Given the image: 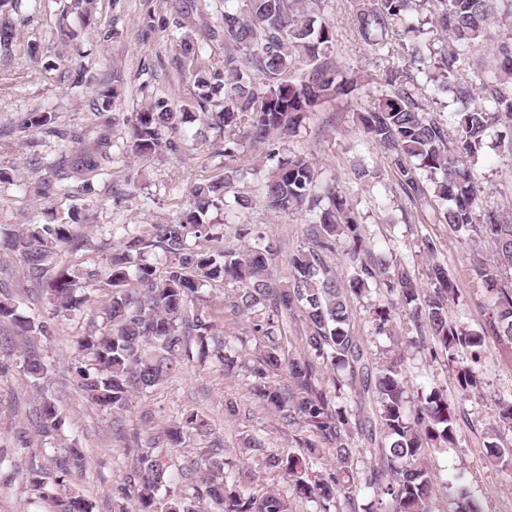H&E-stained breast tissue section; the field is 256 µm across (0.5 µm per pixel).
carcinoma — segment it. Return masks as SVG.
I'll list each match as a JSON object with an SVG mask.
<instances>
[{
	"instance_id": "carcinoma-1",
	"label": "carcinoma",
	"mask_w": 512,
	"mask_h": 512,
	"mask_svg": "<svg viewBox=\"0 0 512 512\" xmlns=\"http://www.w3.org/2000/svg\"><path fill=\"white\" fill-rule=\"evenodd\" d=\"M226 11L219 28L224 38V65L218 70L203 60V47L191 34L179 40L172 62L188 71L205 93L196 111L177 107L158 97L137 113L128 148L142 163L174 147L163 138L188 122L224 130V178L194 188L190 206L178 219L148 228H124L105 270L63 269L50 288L48 304L54 314L81 304L79 292L101 290L107 295L103 332L76 340L82 357L79 385L86 399L107 413L129 407L133 394L150 390L175 373L189 337L196 338L200 358L231 377L239 369L238 346L247 336L261 338L249 394L288 427L308 433L303 451L285 458L269 456L265 466L292 484L301 499L340 504L336 512H358L354 493L360 455L373 447L381 465L364 475L365 484L380 496L383 512H439L437 500L447 486L437 484L432 452L456 445V418L441 389L409 396L407 377L398 357L371 362L352 327V303L369 285L385 298L396 296L412 306L418 339L431 356L455 364L465 397L479 392L475 365L486 357V333L468 332L448 322V305L457 289L438 259L437 243L420 244L429 260L424 289L402 264L361 256L363 238L357 215L347 196L335 188H318L315 163L303 153L282 155L306 116L333 98L350 92L351 82L331 58L334 32L316 24L313 0H238ZM22 0H0V56L13 51L17 28L14 14ZM427 11L429 33L441 43L439 55L428 61L423 47L403 46L408 65L389 67L381 75L385 88L371 108L357 113L364 132L384 148L391 169L405 195L425 202L438 222L468 234L473 243H486L490 259H479L475 275L484 288L490 310L488 327L498 344L512 349V207L485 205L473 161L489 141L512 155V0H361L356 25L373 46L377 36L397 26L407 34L419 31L420 13ZM476 68V82L460 78L465 67ZM426 74L437 90L449 91L456 107L448 121L431 116L412 70ZM118 91L98 89L90 107L98 118V133L87 140L71 136L75 148L61 150L48 169L59 180L88 181L108 160L112 108ZM455 134H450L448 127ZM248 139L264 149L272 162L263 186L268 211L308 212L304 241L286 259L285 283L274 278L280 241L255 224L235 228L238 245H224L211 213L244 210L251 199L225 201L227 185L244 176L232 167V145ZM349 239V267L345 274L328 264L340 237ZM29 272L40 275L61 252L85 247L69 224H23L6 242ZM159 254L162 267L145 253ZM224 288L214 307L199 303L204 286ZM224 317V340L211 338L212 318ZM15 324L18 335L47 332V326L18 320L11 299H0V321ZM298 325L300 350L288 347V326ZM467 352L469 359L459 360ZM24 368L37 384L48 367L34 351L23 349ZM288 372V382L277 380ZM349 391L356 410L335 405L337 395ZM499 427L486 431L487 453L512 465L500 444V430H512V393L498 397ZM53 399L41 396L40 429L57 424ZM209 434L208 422L187 413L170 422L164 436L181 447ZM167 449L148 448L135 477L119 483L114 512H201L206 498L211 512H295L292 502L267 490L257 494L241 477L224 470L220 448H200L185 479L198 475L195 494L171 486ZM330 458V467L313 477L314 462ZM85 456L72 449L61 475L47 481L30 479L38 498L51 501L56 512H92L84 492L70 484L69 472L80 471ZM451 512H482L481 505L460 485L452 494Z\"/></svg>"
}]
</instances>
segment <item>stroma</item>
Returning <instances> with one entry per match:
<instances>
[{"label":"stroma","instance_id":"1","mask_svg":"<svg viewBox=\"0 0 512 512\" xmlns=\"http://www.w3.org/2000/svg\"><path fill=\"white\" fill-rule=\"evenodd\" d=\"M196 2L197 13L187 19L180 18L176 0H95L86 19L75 12L71 0H39L36 8L22 11L15 49L11 57H0V243L18 225L47 224L52 215L64 217L76 209L81 223L75 233L89 238L90 244L62 253L57 265L102 267L123 225L174 220L189 204L196 185L223 176L224 135L216 129L208 130L201 141L195 126H184L175 137L178 151L146 164L126 151L130 121L154 97L167 96L187 105L194 100L193 82L170 66L182 30L197 35L210 64L222 65L224 41L209 37L208 29L218 25L226 2ZM356 11L357 0H322L317 18L332 27L336 59L356 76L360 88L312 113L288 147L307 153L323 178L348 194L374 257L402 260L424 286L427 267L419 245L427 238L438 243L459 294L458 303L448 308V319L481 331L487 315L471 251L447 225L435 223L431 212L403 193L385 152L356 120L357 112L375 101L382 70L403 62L401 30L386 33L384 50L372 52L355 25ZM67 28L81 31L79 42L63 40L61 32ZM78 66L84 70L85 82L73 88L67 71ZM111 79L117 80L120 95L113 106L112 160L104 173L87 183L62 181L49 195L35 196L32 186L47 177L46 163L63 148V133H92L96 118L88 101L102 82ZM46 111L56 114L55 132L28 124L32 114ZM237 155L251 174L233 183L231 190L249 196L252 205L225 225V237H232L235 224H256L280 239L283 251L294 250L302 241L304 214L270 213L261 201L266 170L260 147L240 142ZM361 162L371 171L363 181L353 175ZM474 169L488 204L512 201V155L485 149ZM49 284L46 278H30L23 262L0 246V298L11 296L20 317L43 322L49 330L39 342L49 368L40 394L13 347V325L0 323V512H45V504L35 498L30 473L40 470L58 476L73 446L84 450L86 469L73 475L72 483L84 489L93 512H112L116 484L135 474L141 450L149 441L143 425L148 417L161 427L181 413L198 412L208 420L209 440L219 443L230 470L241 468L238 444L249 434L261 441L265 454L284 456L296 451L294 431L264 411L247 392L251 381L247 368L259 345L253 336L240 349L246 369L235 378H225L212 363L199 360L192 343L176 375L136 395L129 410L102 413L78 386L81 360L74 342L103 330L105 296L93 292L76 310L56 316L47 305ZM375 301L370 295L352 304L359 335L374 337L380 348L414 335L410 310L399 305L391 313L389 335L374 336L370 312ZM486 344L480 394L470 400H460L452 366L432 358L429 350L404 349L403 368L413 391L444 390L455 406L457 444L434 457L440 481L451 486L463 482L484 512H512V476L488 457L484 438L494 422L496 399L512 392V353L495 338H487ZM44 394L54 398L60 419L57 429L46 436L37 431ZM229 401L237 406L236 415H229L225 407Z\"/></svg>","mask_w":512,"mask_h":512}]
</instances>
